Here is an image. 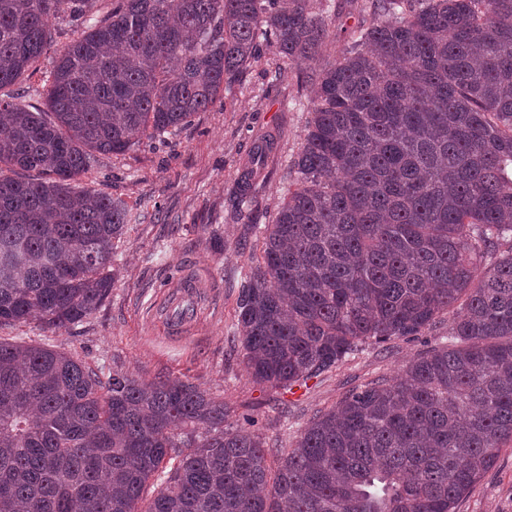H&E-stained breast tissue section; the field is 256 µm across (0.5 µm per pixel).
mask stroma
<instances>
[{
  "mask_svg": "<svg viewBox=\"0 0 512 512\" xmlns=\"http://www.w3.org/2000/svg\"><path fill=\"white\" fill-rule=\"evenodd\" d=\"M333 38L320 63L334 61L363 20L353 0H331ZM281 80H272L276 69ZM311 88L301 69L262 45L221 100L196 113L166 140L145 137L130 151L100 156L79 182L120 199L128 212L116 243L112 293L92 315L68 328L43 331L30 321L0 327V338L66 351L96 371L127 372L151 382L180 377L222 399L228 421L251 417L249 433L286 448L320 411L377 377L399 376L426 347L444 342L447 322L420 337L370 345L332 372L286 393L255 384L244 351L233 341L241 276L255 265L256 225L271 223L307 122ZM272 135L252 198L240 208L236 179L255 139ZM188 293L181 331L161 320L170 296ZM456 512H512V444L458 504Z\"/></svg>",
  "mask_w": 512,
  "mask_h": 512,
  "instance_id": "35a3bbf8",
  "label": "stroma"
}]
</instances>
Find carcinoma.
Returning a JSON list of instances; mask_svg holds the SVG:
<instances>
[{
	"mask_svg": "<svg viewBox=\"0 0 512 512\" xmlns=\"http://www.w3.org/2000/svg\"><path fill=\"white\" fill-rule=\"evenodd\" d=\"M97 2L0 0V89L52 49L59 15L82 23L53 60L49 111L0 98V326L54 332L110 295L126 209L73 185L96 155L209 110L263 43L310 65L330 38L317 0ZM361 11L343 55L305 73L312 119L258 228L238 340L276 392L445 314L448 342L346 394L282 453L187 381L0 340V512H455L512 442V0ZM273 144L253 147L240 204Z\"/></svg>",
	"mask_w": 512,
	"mask_h": 512,
	"instance_id": "carcinoma-1",
	"label": "carcinoma"
}]
</instances>
